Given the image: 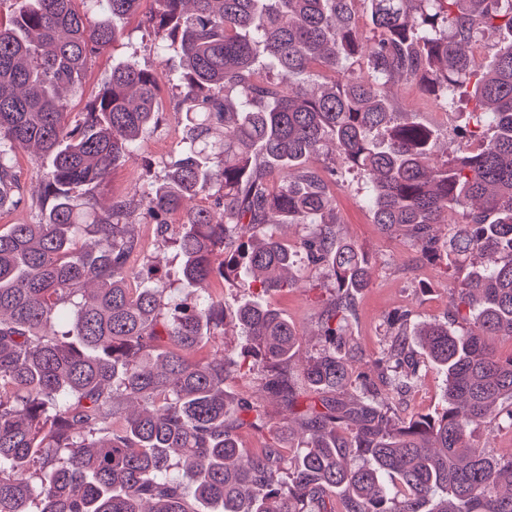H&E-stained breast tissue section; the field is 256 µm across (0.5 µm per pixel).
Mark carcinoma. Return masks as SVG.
<instances>
[{"label":"carcinoma","instance_id":"cac0c4a2","mask_svg":"<svg viewBox=\"0 0 512 512\" xmlns=\"http://www.w3.org/2000/svg\"><path fill=\"white\" fill-rule=\"evenodd\" d=\"M153 2L139 24L156 53L179 44L182 136L162 179L106 209L98 192L162 121L158 73L126 59L74 120L63 92L125 37L118 21L141 0H20L0 20V210L31 214L0 231V512H512V448L474 442L488 419L512 431V353L486 341L512 340V0ZM495 35L484 71L470 48ZM316 78L326 85L311 94ZM400 80L445 111L457 95L476 102L456 162L396 111ZM328 141L366 178L382 231L430 259L483 258L449 288L446 321L413 328L396 313L366 371L346 327L370 273L337 227L328 183L341 174L318 166ZM30 148L22 184L14 161ZM198 197L210 205L188 206ZM458 212L440 238L434 226ZM173 214L187 286L268 292L299 263L326 272L322 344L299 373L298 330L261 302L229 313L209 293L129 287L136 225L163 234ZM271 224L307 234L292 247ZM229 323L245 346L200 355ZM413 340L446 378L433 416L396 410L420 378ZM244 367L286 404L293 457L240 447V430L267 425L224 389Z\"/></svg>","mask_w":512,"mask_h":512}]
</instances>
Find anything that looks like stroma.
Masks as SVG:
<instances>
[{"instance_id": "obj_1", "label": "stroma", "mask_w": 512, "mask_h": 512, "mask_svg": "<svg viewBox=\"0 0 512 512\" xmlns=\"http://www.w3.org/2000/svg\"><path fill=\"white\" fill-rule=\"evenodd\" d=\"M126 37L106 53L93 60L79 92L66 95L69 112L85 110L87 103L98 93L103 78L110 73L113 64L137 57L142 65L159 73L168 74L179 70L180 51L170 47L166 55H156L152 48V35L139 30L136 20L125 21ZM158 105L163 113L162 123L150 134L142 154L128 159L115 170L110 183L100 193L101 201L117 195H129L135 190L139 177L146 174L163 175L164 163L176 150L179 140L180 115L177 96L168 81H161ZM395 106L402 112L417 113L424 124L438 133L437 150L440 157L453 158L456 154V131L467 120L469 104H459L454 110L443 112L420 106L412 87L400 84L395 88ZM364 184L359 175L348 174L336 191V216L341 232L356 244L367 257L372 278L358 299V317L348 326L365 354L380 350L387 339V318L393 312L411 308L418 321L446 318L449 308L448 286L455 270L445 265L420 264L417 251L409 239L401 235H387L373 224L362 203ZM141 250L134 256V268L147 270L157 266L163 281L177 283L181 259L174 247L160 246L156 227L143 224L139 227ZM297 280L295 287L282 292L264 295L268 303L288 317L302 336L300 360H307L319 348L321 338L317 334V312L324 295L323 289L308 288V281L318 280L317 272L293 269ZM422 376L398 408L400 415L428 414L440 411L443 405L445 377L431 362L421 365Z\"/></svg>"}]
</instances>
